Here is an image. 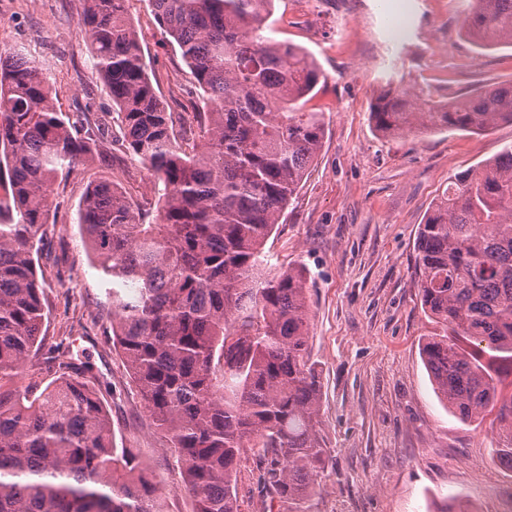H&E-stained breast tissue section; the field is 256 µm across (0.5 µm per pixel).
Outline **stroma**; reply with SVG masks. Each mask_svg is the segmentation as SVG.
<instances>
[{
	"instance_id": "1",
	"label": "stroma",
	"mask_w": 512,
	"mask_h": 512,
	"mask_svg": "<svg viewBox=\"0 0 512 512\" xmlns=\"http://www.w3.org/2000/svg\"><path fill=\"white\" fill-rule=\"evenodd\" d=\"M404 40L393 41L380 0H276L271 37L307 50L323 77L307 109L320 112L322 147L265 249L274 269L307 272L309 363L320 391V429L330 456L309 512H498L512 486L500 466L497 413L461 422L436 397L421 359L438 324L421 306L414 268L417 231L455 174L512 146V123L482 134L375 130L370 107L388 83L448 101L512 83V48L482 51L463 36L464 0H399ZM152 82L169 111L200 106L190 71L165 40L148 0H127ZM79 0H0V50L34 55L69 117L107 119L97 155L63 172L36 256L45 283L44 347L19 386L46 385L47 357L62 344L87 368L111 409L115 444L161 480L168 512H192L179 469L126 367L108 341L109 287L77 224L91 181L120 184L154 221L151 173L117 150L112 99L88 61ZM262 461L242 454L239 512H287L257 485Z\"/></svg>"
}]
</instances>
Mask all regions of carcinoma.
Wrapping results in <instances>:
<instances>
[{"mask_svg":"<svg viewBox=\"0 0 512 512\" xmlns=\"http://www.w3.org/2000/svg\"><path fill=\"white\" fill-rule=\"evenodd\" d=\"M90 65L109 89L121 146L156 180L159 222L145 224L124 190L92 183L78 224L112 289V347L177 460L193 512H238L242 452L264 459L258 483L307 512L329 464L320 381L308 364L305 271L270 274L264 251L324 138L303 106L322 77L304 48L264 34L275 0H148L180 49L204 112L183 118L157 94L126 0H80ZM466 35L512 47V0H476ZM375 128L486 131L512 122V83L446 104L388 89ZM98 134L57 107L35 59L0 51V512H167L155 475L115 446L86 368L57 345L55 378L16 379L47 320L34 255L64 169L94 157ZM422 307L441 331L422 357L461 421L497 409L495 449L512 469V146L448 181L419 226Z\"/></svg>","mask_w":512,"mask_h":512,"instance_id":"obj_1","label":"carcinoma"}]
</instances>
